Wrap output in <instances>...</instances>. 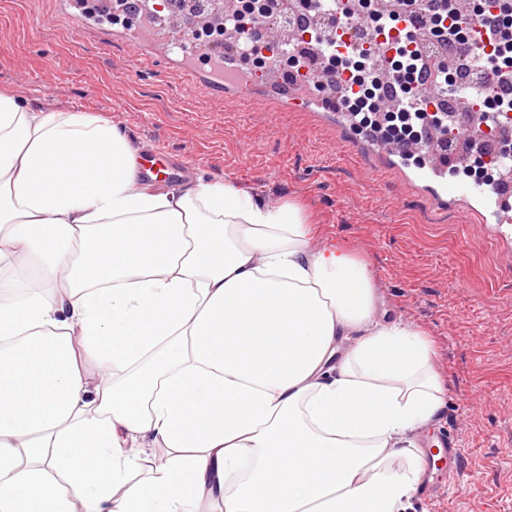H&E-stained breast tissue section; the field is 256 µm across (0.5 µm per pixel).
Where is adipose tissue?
Instances as JSON below:
<instances>
[{"mask_svg": "<svg viewBox=\"0 0 512 512\" xmlns=\"http://www.w3.org/2000/svg\"><path fill=\"white\" fill-rule=\"evenodd\" d=\"M102 118L0 92V512H407L442 403L422 332L305 208L161 192ZM348 341L337 356L339 341ZM94 358L97 380L81 367ZM163 448L147 482L135 445Z\"/></svg>", "mask_w": 512, "mask_h": 512, "instance_id": "ef3b65f1", "label": "adipose tissue"}]
</instances>
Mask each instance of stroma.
Segmentation results:
<instances>
[{"label":"stroma","mask_w":512,"mask_h":512,"mask_svg":"<svg viewBox=\"0 0 512 512\" xmlns=\"http://www.w3.org/2000/svg\"><path fill=\"white\" fill-rule=\"evenodd\" d=\"M121 27L79 31L64 0H0V90L112 121L138 148L276 205L302 201L312 247L340 246L371 272L388 320L423 332L443 390L434 427L464 448L470 482L409 512H512V228L435 204L359 133L270 98L230 107L189 88L157 47Z\"/></svg>","instance_id":"stroma-1"}]
</instances>
